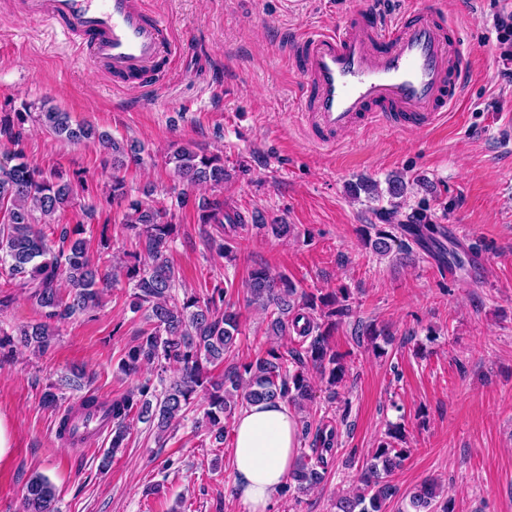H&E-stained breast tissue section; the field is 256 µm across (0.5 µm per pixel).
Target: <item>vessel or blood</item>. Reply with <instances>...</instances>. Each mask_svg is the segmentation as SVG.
Returning a JSON list of instances; mask_svg holds the SVG:
<instances>
[{
	"mask_svg": "<svg viewBox=\"0 0 512 512\" xmlns=\"http://www.w3.org/2000/svg\"><path fill=\"white\" fill-rule=\"evenodd\" d=\"M32 18L59 25L117 83L158 84L181 46L144 0H21ZM440 0H413L399 20L381 18L368 0L332 28L291 36L311 139L334 146L344 132L382 124L427 130L457 104L472 63L443 22Z\"/></svg>",
	"mask_w": 512,
	"mask_h": 512,
	"instance_id": "vessel-or-blood-1",
	"label": "vessel or blood"
}]
</instances>
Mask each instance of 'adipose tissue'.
Wrapping results in <instances>:
<instances>
[{"instance_id": "ef3b65f1", "label": "adipose tissue", "mask_w": 512, "mask_h": 512, "mask_svg": "<svg viewBox=\"0 0 512 512\" xmlns=\"http://www.w3.org/2000/svg\"><path fill=\"white\" fill-rule=\"evenodd\" d=\"M234 493L244 512H271L298 460V423L282 402L248 406L236 418Z\"/></svg>"}]
</instances>
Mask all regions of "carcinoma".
Wrapping results in <instances>:
<instances>
[{"instance_id": "cac0c4a2", "label": "carcinoma", "mask_w": 512, "mask_h": 512, "mask_svg": "<svg viewBox=\"0 0 512 512\" xmlns=\"http://www.w3.org/2000/svg\"><path fill=\"white\" fill-rule=\"evenodd\" d=\"M34 122L56 138L80 145L93 142L100 147L104 162L112 164V182L108 198L123 209L122 224L133 234L140 251L132 254L134 262L125 266L112 264V244L100 236L97 258L89 255L82 238L81 226L60 231L67 247L53 249L40 221L55 216L71 206L77 195L76 186L61 177L46 174L29 160L22 146L24 125ZM13 146L0 158V274L5 284L19 282L29 289V299L40 310L42 320L11 333L0 330V351L9 354L22 346L35 354L52 346L57 325L99 305L101 294L114 279L125 276L133 282L131 310L148 306V319L153 328L140 336L129 348L120 365L127 375H135L144 367L175 368L178 377L168 380L159 376L131 390L104 399L93 391L86 393L75 414H65L57 423L58 435H74L76 416L87 419L102 412L112 418V447L102 466L110 464L115 449L122 447L130 426L138 421L158 431V438L172 423L193 407L197 391L207 390L201 425L217 440L224 439L226 423L238 409L259 402L283 401L297 409L312 398L309 367L320 370L329 386L343 381L341 356L330 347L329 337L336 319L347 314L346 294L328 293L317 296L302 293L296 301L297 289L286 276H273L269 269L258 267L249 274L250 301L270 310L269 328L277 337L298 335V346L283 345L267 349L266 356L233 365L220 378L211 376V368L224 362L232 353L240 335L239 314L227 300L228 288L214 286L203 295L178 292L181 281L169 260L168 252L176 225L174 211L193 204L199 222L213 224L218 235L210 247L219 258H233V248L224 241L226 231L246 229L241 219L224 223V199L218 195H201L189 200L185 193L175 197L170 206L156 207L129 196L121 172L141 161L143 147L136 141H119L110 133L89 123H72L70 113L42 103H21L13 111L0 112V139ZM175 175L189 185L224 186L228 171L224 158L201 153L186 144H175L166 158ZM406 184L399 177L388 180L390 197L386 209L397 224L378 232L373 249L386 255L396 242L393 235ZM403 433L390 425L387 438L379 441L361 475L362 487L338 499V512H385V505L396 493L391 477L406 457L399 447ZM336 432L317 428L316 448L301 459L292 473L296 489L304 492L320 483L324 470L333 457ZM55 490L42 474L33 475L26 484L23 512H55ZM434 484L425 482L413 493L409 506L413 512H453L444 505L433 508Z\"/></svg>"}]
</instances>
